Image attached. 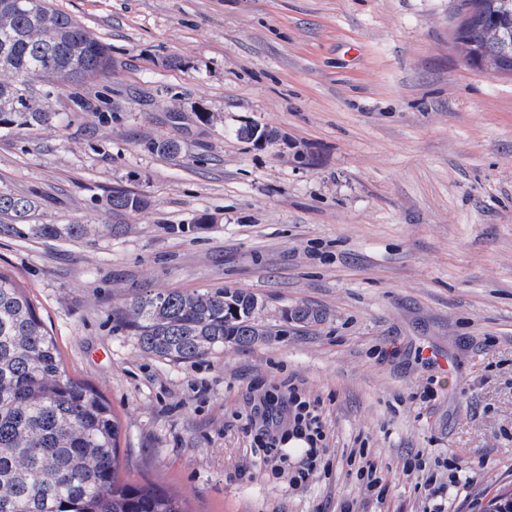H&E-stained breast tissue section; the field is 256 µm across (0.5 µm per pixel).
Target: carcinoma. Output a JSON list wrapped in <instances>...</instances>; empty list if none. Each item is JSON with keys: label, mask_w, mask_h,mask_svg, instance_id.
Wrapping results in <instances>:
<instances>
[{"label": "carcinoma", "mask_w": 512, "mask_h": 512, "mask_svg": "<svg viewBox=\"0 0 512 512\" xmlns=\"http://www.w3.org/2000/svg\"><path fill=\"white\" fill-rule=\"evenodd\" d=\"M458 31L466 57L478 54L512 72V0H467ZM108 46L50 0H0V132L52 123L53 90L105 74ZM147 148L177 155L173 139ZM121 216L147 206L139 195L109 199ZM34 201L0 194V216L12 218L0 233L79 240L116 234L123 224H29ZM256 295L216 288L150 291L118 311L120 326L147 354L191 361L226 344L250 346L268 335L256 322ZM283 318L302 327L323 321L314 308L297 306ZM119 422L93 386L70 377L34 300L0 269V512H184L173 497L119 477ZM486 512H512V493L496 494Z\"/></svg>", "instance_id": "cac0c4a2"}]
</instances>
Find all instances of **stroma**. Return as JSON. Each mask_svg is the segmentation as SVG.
<instances>
[{
  "mask_svg": "<svg viewBox=\"0 0 512 512\" xmlns=\"http://www.w3.org/2000/svg\"><path fill=\"white\" fill-rule=\"evenodd\" d=\"M51 3L112 68L61 89L52 124L0 133V193L32 198L35 224L127 230L0 234V266L68 375L111 402L121 476L185 512H425L453 451L447 512L512 489V74L469 63L462 0ZM116 191L149 205L114 216ZM217 287L255 294L268 337L170 362L114 316L146 291ZM302 304L322 322L283 320ZM291 378L332 435L331 469L298 488L260 465L247 424ZM354 448L386 496L366 494Z\"/></svg>",
  "mask_w": 512,
  "mask_h": 512,
  "instance_id": "obj_1",
  "label": "stroma"
}]
</instances>
